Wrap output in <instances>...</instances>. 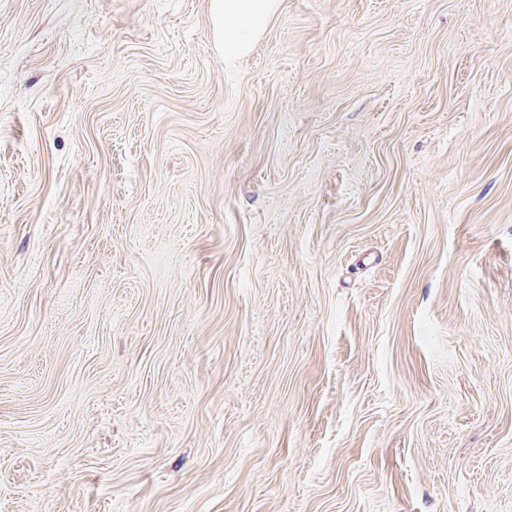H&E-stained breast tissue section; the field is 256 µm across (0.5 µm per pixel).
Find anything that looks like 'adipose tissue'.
<instances>
[{
  "label": "adipose tissue",
  "instance_id": "1",
  "mask_svg": "<svg viewBox=\"0 0 512 512\" xmlns=\"http://www.w3.org/2000/svg\"><path fill=\"white\" fill-rule=\"evenodd\" d=\"M279 0H210V14L225 58L248 53L262 35Z\"/></svg>",
  "mask_w": 512,
  "mask_h": 512
}]
</instances>
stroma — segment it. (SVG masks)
<instances>
[{
    "label": "stroma",
    "instance_id": "stroma-1",
    "mask_svg": "<svg viewBox=\"0 0 512 512\" xmlns=\"http://www.w3.org/2000/svg\"><path fill=\"white\" fill-rule=\"evenodd\" d=\"M0 0V512H512V0ZM279 0H211L215 33L224 43V58L248 53L262 35Z\"/></svg>",
    "mask_w": 512,
    "mask_h": 512
}]
</instances>
